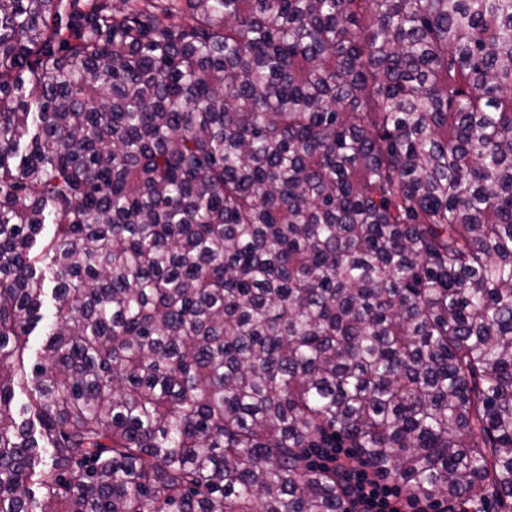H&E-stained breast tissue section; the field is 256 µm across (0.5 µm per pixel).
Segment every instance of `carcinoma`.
Listing matches in <instances>:
<instances>
[{"label":"carcinoma","mask_w":512,"mask_h":512,"mask_svg":"<svg viewBox=\"0 0 512 512\" xmlns=\"http://www.w3.org/2000/svg\"><path fill=\"white\" fill-rule=\"evenodd\" d=\"M310 448L512 499V0H0V512H347ZM55 313L54 302L51 297L48 296L44 307L42 309V314L44 319L40 322L34 332L29 336L28 342V358L34 362L39 359L41 355V349L43 345V341L45 336H43V328L47 322L53 319Z\"/></svg>","instance_id":"carcinoma-1"}]
</instances>
